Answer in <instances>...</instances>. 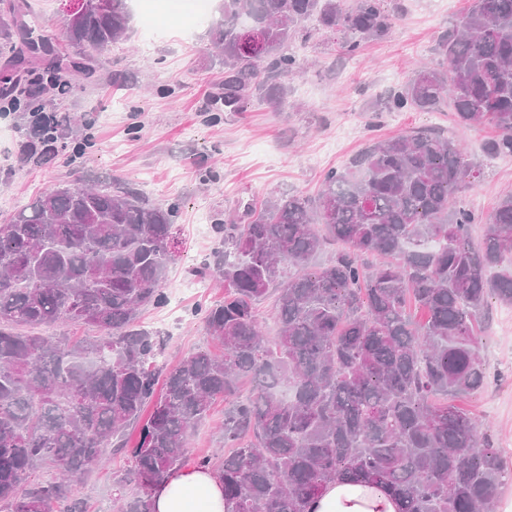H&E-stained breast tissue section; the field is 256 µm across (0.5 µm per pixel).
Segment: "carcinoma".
Instances as JSON below:
<instances>
[{
    "mask_svg": "<svg viewBox=\"0 0 512 512\" xmlns=\"http://www.w3.org/2000/svg\"><path fill=\"white\" fill-rule=\"evenodd\" d=\"M400 12L385 0H220L209 36L224 104L286 105L301 69L290 47L307 19L354 55ZM8 13L0 84L26 108L94 75L132 30L129 0H83L63 21L59 55L28 0ZM434 54L379 111L448 107L461 128L493 129L486 159L512 157V0H472ZM40 67L34 91L23 72ZM482 176L458 138L422 129L370 141L323 175L313 199L278 192L217 224L216 246L190 275L224 282V300L205 311L222 354L198 351L159 396L160 340L140 310L165 302L175 207L118 179L45 189L0 224V512H86L79 476L137 425L129 475L140 494L125 512H152L153 488L183 467L190 430L219 397L229 452L196 468L218 473L228 512H308L334 480L384 488L401 512H494L512 470L457 401L487 383V297L512 305V194L477 244L474 212L448 209ZM271 294L272 341L258 318ZM58 323L100 335H42ZM47 462L55 478L33 479Z\"/></svg>",
    "mask_w": 512,
    "mask_h": 512,
    "instance_id": "cac0c4a2",
    "label": "carcinoma"
}]
</instances>
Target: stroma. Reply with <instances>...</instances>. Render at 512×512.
<instances>
[{
	"label": "stroma",
	"instance_id": "stroma-1",
	"mask_svg": "<svg viewBox=\"0 0 512 512\" xmlns=\"http://www.w3.org/2000/svg\"><path fill=\"white\" fill-rule=\"evenodd\" d=\"M402 15L385 38L344 55L340 38L316 32L295 41L292 53L304 69L288 82V105L274 111L254 100L225 106L222 70L212 67L208 25L197 20L189 0H131L134 15L127 42L112 46L95 81H78L53 109L69 115L52 160H23L18 131L29 112H0V220L27 206L54 183L112 176L138 185L150 203L175 207L181 240L176 261L163 284L167 301L145 307L141 318L159 331L157 363L169 371L202 349L220 353L203 325L206 309L223 299L216 282L194 290L191 267L215 244L216 223L246 203L288 191L316 196L325 172L346 165L373 139H387L422 127L454 129L471 158L481 159L490 136L486 127L454 128L447 112H381V99L399 88L418 60H433V47L471 0H387ZM512 194V157L487 162L485 177L454 195V202L485 216ZM489 299L481 355L488 381L467 400L481 429L494 442L512 437L511 311ZM224 403L196 426L186 470L221 443ZM126 451H109L105 463L89 468L78 490L87 512H118L135 497L127 480Z\"/></svg>",
	"mask_w": 512,
	"mask_h": 512
}]
</instances>
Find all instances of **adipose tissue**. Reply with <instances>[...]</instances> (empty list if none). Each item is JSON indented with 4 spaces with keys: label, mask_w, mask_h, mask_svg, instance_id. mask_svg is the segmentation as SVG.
Returning a JSON list of instances; mask_svg holds the SVG:
<instances>
[{
    "label": "adipose tissue",
    "mask_w": 512,
    "mask_h": 512,
    "mask_svg": "<svg viewBox=\"0 0 512 512\" xmlns=\"http://www.w3.org/2000/svg\"><path fill=\"white\" fill-rule=\"evenodd\" d=\"M153 512H226L224 487L211 469L179 472L152 492ZM313 512H400L383 490L359 483L326 484L311 505Z\"/></svg>",
    "instance_id": "1"
}]
</instances>
